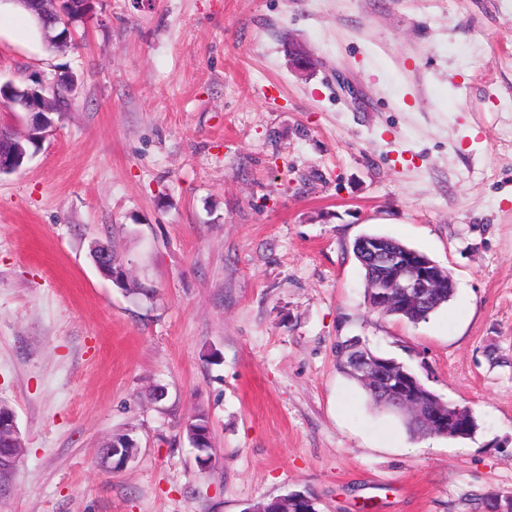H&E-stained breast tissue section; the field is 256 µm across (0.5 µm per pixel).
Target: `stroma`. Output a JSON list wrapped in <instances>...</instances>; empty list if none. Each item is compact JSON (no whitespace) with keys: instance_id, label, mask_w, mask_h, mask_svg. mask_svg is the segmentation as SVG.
I'll return each mask as SVG.
<instances>
[{"instance_id":"1","label":"stroma","mask_w":512,"mask_h":512,"mask_svg":"<svg viewBox=\"0 0 512 512\" xmlns=\"http://www.w3.org/2000/svg\"><path fill=\"white\" fill-rule=\"evenodd\" d=\"M22 30L0 32L1 83L77 82L0 176V405L25 447L0 512L512 494V0H94L66 47ZM292 38L313 72L290 69ZM367 232L449 269L453 299L416 324L371 311ZM95 242L149 296L101 277ZM351 337L476 433L411 438L337 369ZM198 409L206 474L182 431ZM117 434L138 450L112 470Z\"/></svg>"}]
</instances>
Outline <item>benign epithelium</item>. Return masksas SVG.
I'll return each mask as SVG.
<instances>
[{"label": "benign epithelium", "mask_w": 512, "mask_h": 512, "mask_svg": "<svg viewBox=\"0 0 512 512\" xmlns=\"http://www.w3.org/2000/svg\"><path fill=\"white\" fill-rule=\"evenodd\" d=\"M290 62L294 70L301 73L311 71L318 65L313 51L305 46L294 53ZM23 104L28 106L31 114L25 136L43 141L51 127L46 114L53 112V102L43 99V107L38 111L28 105L26 100ZM23 161L24 154L20 151L0 150V175L16 172ZM363 250L373 275L368 306L374 312L384 315L391 307H419L427 303L435 289L444 283L442 267L423 252H401L381 239L364 240ZM95 266L104 279L119 288L124 287L127 279L124 265L101 255L95 260ZM348 351L351 352V369L370 384L380 401L415 415L427 433L459 435L469 429L470 420L460 413V408H443L441 401L422 391L414 376L393 372L389 361L358 344L350 345ZM0 433L15 445L14 456L10 457L7 465L0 464V482L7 484L17 469L22 453L14 412L7 415L0 413ZM313 504L314 500L306 495L288 500L275 498L268 503L266 512H313ZM486 512H512V495L487 498Z\"/></svg>", "instance_id": "1"}]
</instances>
